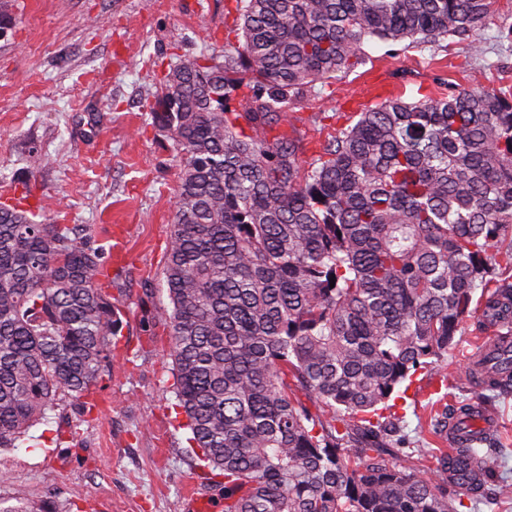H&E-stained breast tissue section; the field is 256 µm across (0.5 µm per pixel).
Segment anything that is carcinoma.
Masks as SVG:
<instances>
[{
    "instance_id": "cac0c4a2",
    "label": "carcinoma",
    "mask_w": 512,
    "mask_h": 512,
    "mask_svg": "<svg viewBox=\"0 0 512 512\" xmlns=\"http://www.w3.org/2000/svg\"><path fill=\"white\" fill-rule=\"evenodd\" d=\"M234 2L238 45L176 57L151 107L181 160L157 321L190 441L222 479L224 512H458L448 467L483 464L459 492L477 497L497 455L389 466L402 444L390 401L419 371L447 386L476 292L512 303L495 279L512 271V97L387 98L307 165L266 127L364 64L371 41L482 53L488 0ZM238 90L242 112L227 105ZM27 198L0 201V448L60 396L91 411L122 331L103 248Z\"/></svg>"
}]
</instances>
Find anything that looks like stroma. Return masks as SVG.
Returning <instances> with one entry per match:
<instances>
[{"mask_svg": "<svg viewBox=\"0 0 512 512\" xmlns=\"http://www.w3.org/2000/svg\"><path fill=\"white\" fill-rule=\"evenodd\" d=\"M227 0H0L11 28L0 38V198L30 185L60 224L91 228L106 254L124 252L122 334L112 378L97 389L99 411L82 416L62 400L17 447L0 449V501L39 512H181L189 483H209L191 448L172 393L169 336L146 333L169 304L161 287L179 185L180 161L153 126L149 105L173 53L220 56L232 20ZM480 37L485 54L462 43L435 49L368 43L365 64L339 76L332 90L313 84L292 102L289 123L272 135L295 140L311 159L335 135L337 112L354 115L358 98L412 97L478 84L512 92V43L499 18L512 0H491ZM484 329L464 318L448 352L446 395L425 393L416 374L395 412L405 438L403 466L419 455L434 464L441 414L484 404L499 421L501 448L493 485L512 486V394L481 396L471 385V355Z\"/></svg>", "mask_w": 512, "mask_h": 512, "instance_id": "35a3bbf8", "label": "stroma"}]
</instances>
